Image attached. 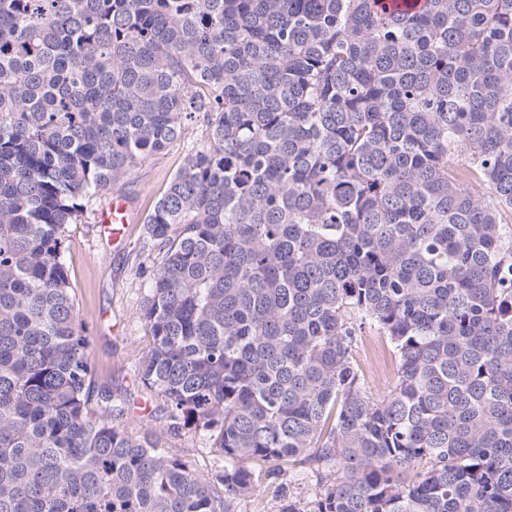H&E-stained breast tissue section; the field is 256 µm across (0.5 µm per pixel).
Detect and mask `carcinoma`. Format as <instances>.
Instances as JSON below:
<instances>
[{"instance_id": "cac0c4a2", "label": "carcinoma", "mask_w": 512, "mask_h": 512, "mask_svg": "<svg viewBox=\"0 0 512 512\" xmlns=\"http://www.w3.org/2000/svg\"><path fill=\"white\" fill-rule=\"evenodd\" d=\"M203 115L116 420L68 226ZM512 0H0V512H512ZM388 339L396 385L354 357ZM355 350L366 391L373 399L381 400L395 385L392 347L383 336L367 329ZM289 489L294 496L300 498L307 505L308 510H314L321 491V485L314 475L303 481H292ZM273 488L260 485L251 497L237 499L232 503L233 512H274L276 499Z\"/></svg>"}]
</instances>
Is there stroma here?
Returning <instances> with one entry per match:
<instances>
[{
    "mask_svg": "<svg viewBox=\"0 0 512 512\" xmlns=\"http://www.w3.org/2000/svg\"><path fill=\"white\" fill-rule=\"evenodd\" d=\"M186 153L177 145L157 155L119 186L133 204L134 219L120 241H113L99 219L110 201L94 199L78 223L69 225L63 261L75 288L79 316L89 339V352L98 384L112 386L130 400L121 425L133 432L163 430L165 420L149 418L148 409L162 398L139 387L135 369L148 343L142 309L149 293L137 269L142 262L159 261L161 253L145 232L148 215L166 192ZM370 397L382 399L395 384V358L389 342L376 332H365L356 350ZM199 476L210 475L213 454L202 437L185 428L166 437Z\"/></svg>",
    "mask_w": 512,
    "mask_h": 512,
    "instance_id": "obj_1",
    "label": "stroma"
}]
</instances>
